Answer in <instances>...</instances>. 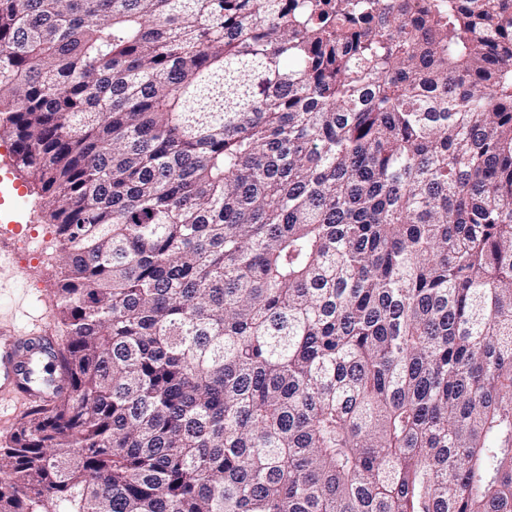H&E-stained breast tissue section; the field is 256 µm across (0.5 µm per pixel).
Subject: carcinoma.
<instances>
[{
  "mask_svg": "<svg viewBox=\"0 0 512 512\" xmlns=\"http://www.w3.org/2000/svg\"><path fill=\"white\" fill-rule=\"evenodd\" d=\"M71 391L0 512H512V0H0Z\"/></svg>",
  "mask_w": 512,
  "mask_h": 512,
  "instance_id": "1",
  "label": "carcinoma"
}]
</instances>
